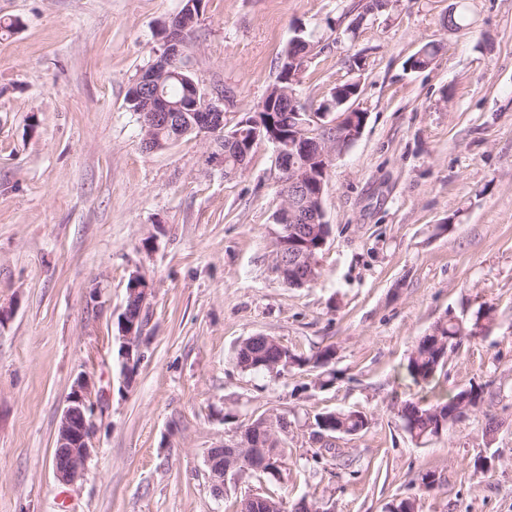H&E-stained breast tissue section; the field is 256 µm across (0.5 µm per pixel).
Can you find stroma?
Here are the masks:
<instances>
[{
	"label": "stroma",
	"mask_w": 512,
	"mask_h": 512,
	"mask_svg": "<svg viewBox=\"0 0 512 512\" xmlns=\"http://www.w3.org/2000/svg\"><path fill=\"white\" fill-rule=\"evenodd\" d=\"M365 2L205 0L189 55L229 126L255 115L299 28L317 41L296 87L306 111L360 83L366 123L329 168L318 276L291 288L272 271L273 144L232 179L204 137L141 146L127 93L181 0H0V512H236L266 492L321 512L408 497L419 512H512V0ZM451 10L463 29L442 25ZM428 43L431 65L409 69ZM135 275L150 297L129 377L118 319ZM483 304L490 323L440 380L483 385L485 401L416 444L397 415L420 393L407 358L435 321ZM259 334L334 347L335 382L241 370L236 349ZM82 373L96 451L66 485L54 442ZM349 408L367 430L313 462L315 415ZM271 413L290 422L279 477L242 470L215 494L208 451Z\"/></svg>",
	"instance_id": "35a3bbf8"
}]
</instances>
